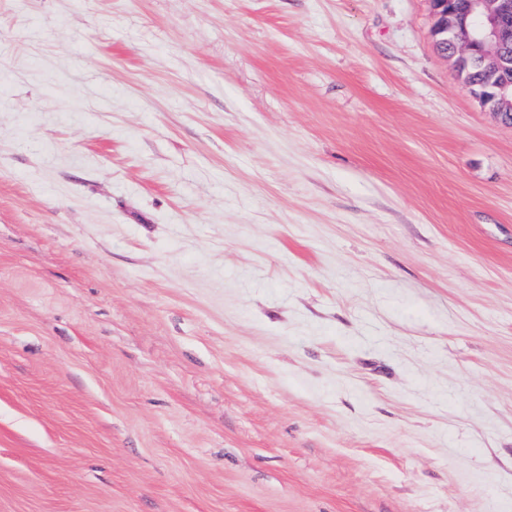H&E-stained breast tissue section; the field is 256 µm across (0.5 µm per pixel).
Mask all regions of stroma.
Wrapping results in <instances>:
<instances>
[{
  "mask_svg": "<svg viewBox=\"0 0 512 512\" xmlns=\"http://www.w3.org/2000/svg\"><path fill=\"white\" fill-rule=\"evenodd\" d=\"M428 0H0V512H512V126Z\"/></svg>",
  "mask_w": 512,
  "mask_h": 512,
  "instance_id": "1",
  "label": "stroma"
}]
</instances>
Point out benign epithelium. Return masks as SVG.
<instances>
[{"mask_svg": "<svg viewBox=\"0 0 512 512\" xmlns=\"http://www.w3.org/2000/svg\"><path fill=\"white\" fill-rule=\"evenodd\" d=\"M431 36L437 51L472 58L485 74L490 94H473L500 121L512 125V0H429Z\"/></svg>", "mask_w": 512, "mask_h": 512, "instance_id": "benign-epithelium-1", "label": "benign epithelium"}]
</instances>
